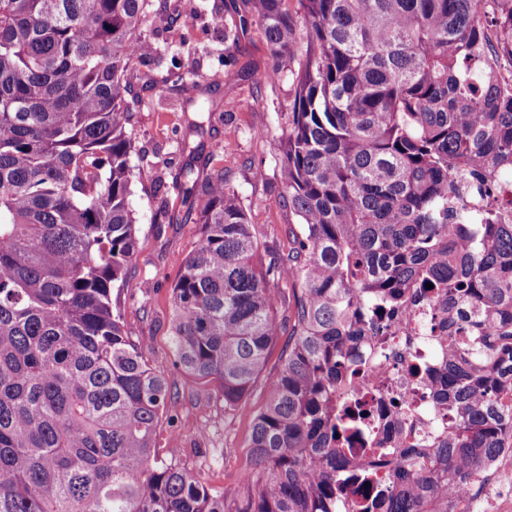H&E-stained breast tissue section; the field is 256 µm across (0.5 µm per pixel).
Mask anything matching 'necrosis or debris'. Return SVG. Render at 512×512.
Instances as JSON below:
<instances>
[{
  "mask_svg": "<svg viewBox=\"0 0 512 512\" xmlns=\"http://www.w3.org/2000/svg\"><path fill=\"white\" fill-rule=\"evenodd\" d=\"M381 324L378 335L366 337L356 359L355 382L369 417L352 449L359 470L341 483L342 512H357L359 503L391 483L401 469L405 445L447 427L426 386L410 373L416 363L431 370L440 364L437 315L410 292L399 312ZM402 403L408 412L399 411ZM462 500L471 512H512V459L483 472L466 487Z\"/></svg>",
  "mask_w": 512,
  "mask_h": 512,
  "instance_id": "obj_1",
  "label": "necrosis or debris"
}]
</instances>
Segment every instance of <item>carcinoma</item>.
I'll return each mask as SVG.
<instances>
[{"mask_svg": "<svg viewBox=\"0 0 512 512\" xmlns=\"http://www.w3.org/2000/svg\"><path fill=\"white\" fill-rule=\"evenodd\" d=\"M242 0L280 80L307 37L283 151L287 256L258 241L224 170L185 165L199 247L172 288L173 366L238 410L291 323L234 505L160 453L172 399L113 291L137 252L130 63L148 0H0V512H336L365 415L351 352L366 306L411 286L440 316L421 374L448 433L363 512H467L459 492L512 455V223L448 206L457 183L512 186V96L480 62L489 0ZM190 106L213 91L179 76ZM433 288H426V284Z\"/></svg>", "mask_w": 512, "mask_h": 512, "instance_id": "cac0c4a2", "label": "carcinoma"}]
</instances>
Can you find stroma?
Masks as SVG:
<instances>
[{"mask_svg":"<svg viewBox=\"0 0 512 512\" xmlns=\"http://www.w3.org/2000/svg\"><path fill=\"white\" fill-rule=\"evenodd\" d=\"M216 0H151L156 20L146 25L142 40L158 47L151 66L136 63L128 70L132 85L133 170L130 205L135 218L138 251L114 295L130 338L146 344L150 363L164 370L175 400L165 417L158 445L174 448L182 464L214 490L233 498L247 465L249 412L266 400V383L280 367L287 322H279L278 339L245 398L247 414L228 411L172 366L168 336L171 291L186 257L201 239V227L188 220L189 209L177 187L185 163H194L200 177L223 169L230 187L248 213L261 256L286 254L288 235L298 220L282 202L279 169L293 119L294 72L305 62V41H298L291 72L270 83L272 63L262 31L249 26L234 66L224 65V29L212 20ZM196 76L215 90L213 112L186 108L173 90L175 75ZM203 125L190 132L191 123ZM196 147L189 156L188 147ZM207 436H200V428Z\"/></svg>","mask_w":512,"mask_h":512,"instance_id":"obj_1","label":"stroma"}]
</instances>
